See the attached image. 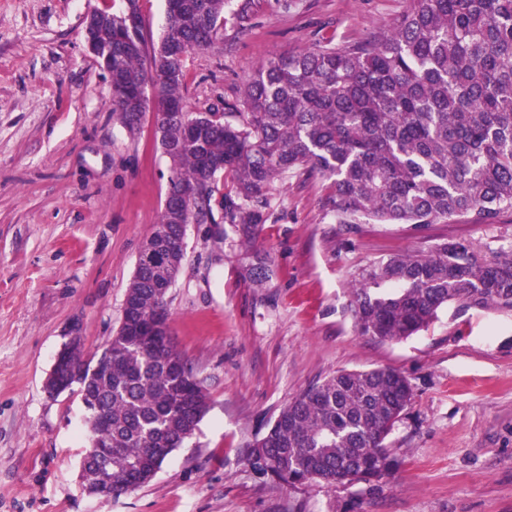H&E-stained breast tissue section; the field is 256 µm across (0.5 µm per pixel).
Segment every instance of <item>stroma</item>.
<instances>
[{"instance_id":"1","label":"stroma","mask_w":512,"mask_h":512,"mask_svg":"<svg viewBox=\"0 0 512 512\" xmlns=\"http://www.w3.org/2000/svg\"><path fill=\"white\" fill-rule=\"evenodd\" d=\"M186 59L190 111L222 112L267 60L344 44L391 25L409 0H252L239 26ZM123 0H0V512H512V313L442 309L400 342L358 333L355 280L388 253L465 241L512 246L498 223L337 224L318 178L279 180L262 224H230L214 194L190 224L167 295L171 339L208 395L197 434L147 485L86 495L88 444L78 394L44 379L73 334L94 354L122 319L142 243L164 207L169 162L153 119L129 134L84 17ZM391 367L413 398L388 445L396 466L376 485L289 488L244 458L280 409L339 370Z\"/></svg>"}]
</instances>
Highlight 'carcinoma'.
Wrapping results in <instances>:
<instances>
[{"mask_svg": "<svg viewBox=\"0 0 512 512\" xmlns=\"http://www.w3.org/2000/svg\"><path fill=\"white\" fill-rule=\"evenodd\" d=\"M227 4L174 0L151 47L123 11L98 36L112 51V111L129 134L147 112L157 121L170 113L159 126L170 176L148 241L163 257L146 261L139 251L110 370L94 371V359L71 348L79 389L100 398L107 421L87 420L90 436L112 442L111 458L81 460L90 495L118 497L151 482L207 412L204 389L171 341L145 332L167 312L184 256L178 224L204 214L225 173L247 202L289 175L317 176L327 182L325 206L345 225L495 224L512 211V0H410L387 30L268 60L212 119L186 107L185 61L223 35ZM185 189L195 197L177 213L171 204ZM264 222L257 208L230 210L232 224ZM451 304L512 311V247L489 258L461 241L392 253L363 268L353 287L358 332L381 342L417 334ZM411 398L394 368L340 370L288 402L247 463L288 486L377 481Z\"/></svg>", "mask_w": 512, "mask_h": 512, "instance_id": "carcinoma-1", "label": "carcinoma"}]
</instances>
